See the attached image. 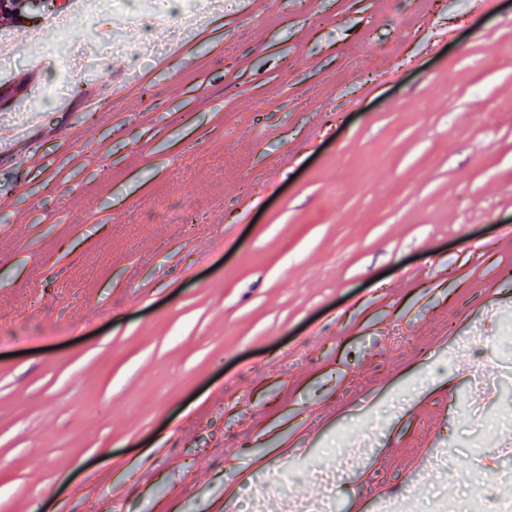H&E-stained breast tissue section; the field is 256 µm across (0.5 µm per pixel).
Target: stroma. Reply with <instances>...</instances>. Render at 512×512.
Returning a JSON list of instances; mask_svg holds the SVG:
<instances>
[{"mask_svg": "<svg viewBox=\"0 0 512 512\" xmlns=\"http://www.w3.org/2000/svg\"><path fill=\"white\" fill-rule=\"evenodd\" d=\"M123 39L0 151V512H235L375 425L339 512L413 477L429 512L423 458L473 475L467 379L512 355V0H224L166 60Z\"/></svg>", "mask_w": 512, "mask_h": 512, "instance_id": "obj_1", "label": "stroma"}]
</instances>
